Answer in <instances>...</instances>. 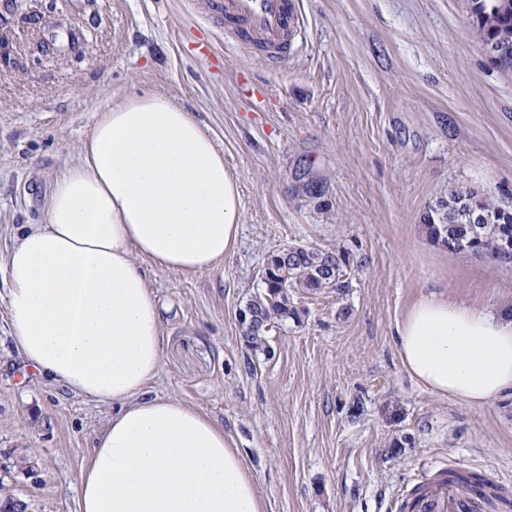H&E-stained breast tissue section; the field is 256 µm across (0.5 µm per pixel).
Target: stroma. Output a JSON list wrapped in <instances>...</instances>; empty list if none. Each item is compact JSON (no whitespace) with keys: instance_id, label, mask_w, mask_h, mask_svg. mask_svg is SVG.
<instances>
[{"instance_id":"1","label":"stroma","mask_w":512,"mask_h":512,"mask_svg":"<svg viewBox=\"0 0 512 512\" xmlns=\"http://www.w3.org/2000/svg\"><path fill=\"white\" fill-rule=\"evenodd\" d=\"M0 0V257L46 220L54 178L99 112L160 93L224 153L240 234L218 267H152L164 310L151 397L223 426L266 512H388L423 460L512 475V392L480 409L419 385L395 328L424 296L512 311V264L448 253L420 217L464 184L512 208V79L491 63L468 0H300L277 68L229 44L202 0ZM345 249L343 291L298 294L266 351L238 311L270 252ZM0 266V487L27 512H77L78 477L111 405L45 382L11 338ZM26 456L39 480L13 462Z\"/></svg>"}]
</instances>
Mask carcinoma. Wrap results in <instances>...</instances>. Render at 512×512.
I'll use <instances>...</instances> for the list:
<instances>
[{
  "instance_id": "cac0c4a2",
  "label": "carcinoma",
  "mask_w": 512,
  "mask_h": 512,
  "mask_svg": "<svg viewBox=\"0 0 512 512\" xmlns=\"http://www.w3.org/2000/svg\"><path fill=\"white\" fill-rule=\"evenodd\" d=\"M474 2L480 4L475 28L479 41L485 43L499 27L512 25V9L500 11L498 0ZM421 225L431 239L452 254L512 263L506 252V243L512 242V210L471 186L448 187V194L437 198L423 213ZM350 266L348 251L314 245L291 244L286 255H268L260 289L246 302L260 323L259 331L247 335V346L255 352L266 351V336L274 324L297 316L293 293L349 287L346 275Z\"/></svg>"
}]
</instances>
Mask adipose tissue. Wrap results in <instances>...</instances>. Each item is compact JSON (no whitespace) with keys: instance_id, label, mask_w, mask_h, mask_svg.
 Segmentation results:
<instances>
[{"instance_id":"ef3b65f1","label":"adipose tissue","mask_w":512,"mask_h":512,"mask_svg":"<svg viewBox=\"0 0 512 512\" xmlns=\"http://www.w3.org/2000/svg\"><path fill=\"white\" fill-rule=\"evenodd\" d=\"M240 217L223 151L185 108L146 94L99 114L55 177L46 223L0 260L25 365L115 407L80 472L78 512H266L221 425L146 394L163 337L145 263L212 269ZM396 345L432 393L481 408L512 390V318L424 297L397 323Z\"/></svg>"}]
</instances>
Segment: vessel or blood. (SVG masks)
Listing matches in <instances>:
<instances>
[{
    "instance_id": "b4317fda",
    "label": "vessel or blood",
    "mask_w": 512,
    "mask_h": 512,
    "mask_svg": "<svg viewBox=\"0 0 512 512\" xmlns=\"http://www.w3.org/2000/svg\"><path fill=\"white\" fill-rule=\"evenodd\" d=\"M208 4L223 19L234 43L259 49L270 64L287 55L302 27L297 0H208ZM413 480L416 493L394 495L393 505H406L409 512H463L469 495L444 470L424 463Z\"/></svg>"
}]
</instances>
